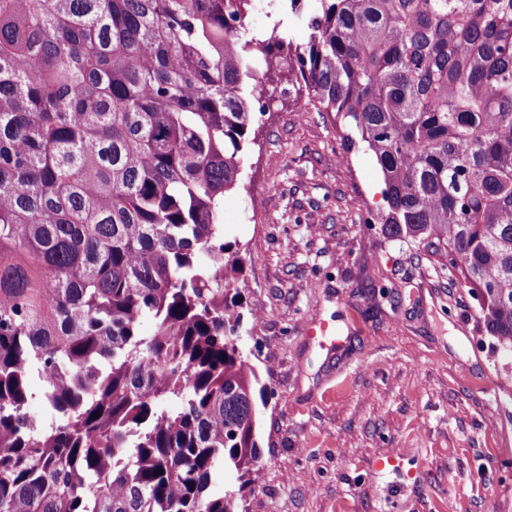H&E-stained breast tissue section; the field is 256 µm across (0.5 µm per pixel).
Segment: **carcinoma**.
<instances>
[{"label":"carcinoma","mask_w":512,"mask_h":512,"mask_svg":"<svg viewBox=\"0 0 512 512\" xmlns=\"http://www.w3.org/2000/svg\"><path fill=\"white\" fill-rule=\"evenodd\" d=\"M317 2L0 0V512H237L207 493L259 456L221 216L285 71L375 156L368 223L512 352V0Z\"/></svg>","instance_id":"cac0c4a2"}]
</instances>
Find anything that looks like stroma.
<instances>
[{"mask_svg":"<svg viewBox=\"0 0 512 512\" xmlns=\"http://www.w3.org/2000/svg\"><path fill=\"white\" fill-rule=\"evenodd\" d=\"M297 88L279 79L224 195L265 403L256 480L209 493L236 490L238 512H512V353L447 261L369 223L375 157Z\"/></svg>","mask_w":512,"mask_h":512,"instance_id":"1","label":"stroma"}]
</instances>
